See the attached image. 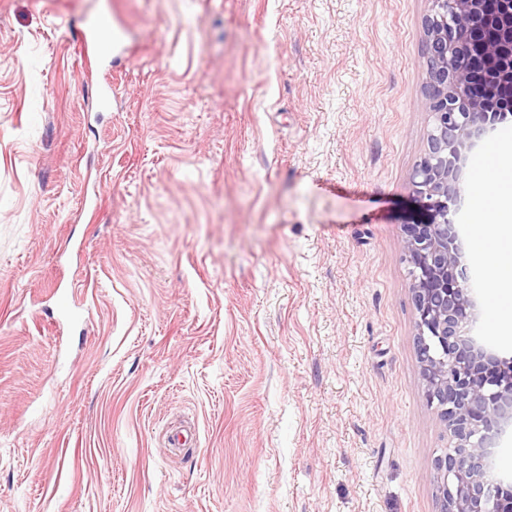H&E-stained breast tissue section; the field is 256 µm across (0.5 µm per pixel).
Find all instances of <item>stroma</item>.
Returning <instances> with one entry per match:
<instances>
[{"label": "stroma", "mask_w": 512, "mask_h": 512, "mask_svg": "<svg viewBox=\"0 0 512 512\" xmlns=\"http://www.w3.org/2000/svg\"><path fill=\"white\" fill-rule=\"evenodd\" d=\"M430 8L0 0V512H439L402 248ZM121 39L118 32H114V28L109 29L108 34H104L102 24L97 22L85 28L83 32V41L96 48H100L105 55L112 53V45Z\"/></svg>", "instance_id": "1"}]
</instances>
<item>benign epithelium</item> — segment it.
Here are the masks:
<instances>
[{
    "label": "benign epithelium",
    "mask_w": 512,
    "mask_h": 512,
    "mask_svg": "<svg viewBox=\"0 0 512 512\" xmlns=\"http://www.w3.org/2000/svg\"><path fill=\"white\" fill-rule=\"evenodd\" d=\"M431 3L421 106L433 126L412 174L416 217L403 224V249L425 397L451 436L435 461L439 512H512V482L488 465L512 422V361L471 335L475 299L455 222L467 153L512 112V0Z\"/></svg>",
    "instance_id": "7a95c632"
}]
</instances>
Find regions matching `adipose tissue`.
<instances>
[{"instance_id": "adipose-tissue-1", "label": "adipose tissue", "mask_w": 512, "mask_h": 512, "mask_svg": "<svg viewBox=\"0 0 512 512\" xmlns=\"http://www.w3.org/2000/svg\"><path fill=\"white\" fill-rule=\"evenodd\" d=\"M492 163L484 176L495 188L492 200L473 196L468 220L487 225L485 234L471 237L469 252L473 261L489 272L488 286L500 307L494 313L493 330L512 335V137L492 147Z\"/></svg>"}]
</instances>
